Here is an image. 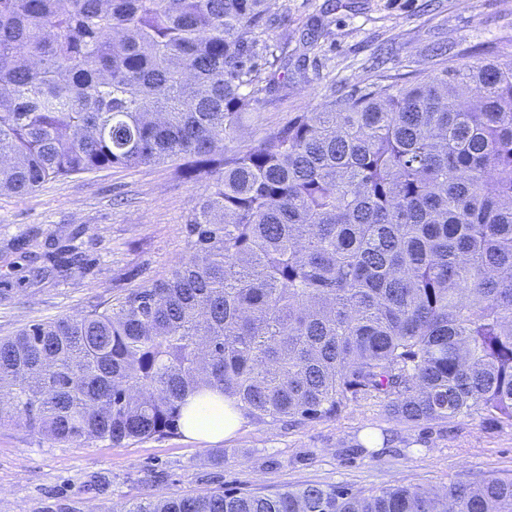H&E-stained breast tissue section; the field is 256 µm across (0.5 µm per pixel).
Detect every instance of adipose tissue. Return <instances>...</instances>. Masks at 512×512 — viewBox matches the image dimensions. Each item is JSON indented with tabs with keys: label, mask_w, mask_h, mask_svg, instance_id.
Listing matches in <instances>:
<instances>
[{
	"label": "adipose tissue",
	"mask_w": 512,
	"mask_h": 512,
	"mask_svg": "<svg viewBox=\"0 0 512 512\" xmlns=\"http://www.w3.org/2000/svg\"><path fill=\"white\" fill-rule=\"evenodd\" d=\"M189 408L182 419L185 435L216 440L232 435L240 426L242 418L224 404L223 397L215 392L188 396Z\"/></svg>",
	"instance_id": "1"
}]
</instances>
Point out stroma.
Here are the masks:
<instances>
[{
    "label": "stroma",
    "mask_w": 512,
    "mask_h": 512,
    "mask_svg": "<svg viewBox=\"0 0 512 512\" xmlns=\"http://www.w3.org/2000/svg\"><path fill=\"white\" fill-rule=\"evenodd\" d=\"M273 26L253 54L262 91L242 113L236 144L257 143L331 93L379 79L406 86L457 60L512 53V0H269ZM315 30L317 41L303 37ZM200 182L170 163L109 168L0 195V337L90 312L167 277L186 254ZM67 247L83 257L60 267ZM512 473V425L477 412L414 424L376 400L312 422L244 420L229 438L183 433L132 445L58 447L0 427V512H39L52 498L87 512L147 497L309 483L440 489Z\"/></svg>",
    "instance_id": "35a3bbf8"
}]
</instances>
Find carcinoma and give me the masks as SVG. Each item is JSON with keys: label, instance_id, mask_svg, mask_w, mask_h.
<instances>
[{"label": "carcinoma", "instance_id": "1", "mask_svg": "<svg viewBox=\"0 0 512 512\" xmlns=\"http://www.w3.org/2000/svg\"><path fill=\"white\" fill-rule=\"evenodd\" d=\"M270 23L267 0H0V195L166 162L205 184L169 277L0 337V426L160 438L204 390L262 420L377 398L512 424V55L334 98L241 150ZM112 512H512V477Z\"/></svg>", "mask_w": 512, "mask_h": 512}]
</instances>
